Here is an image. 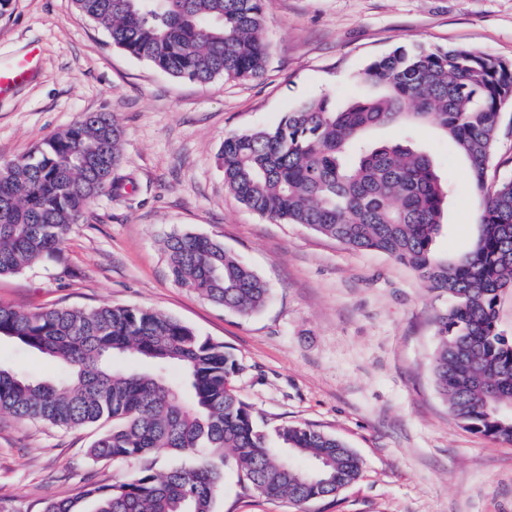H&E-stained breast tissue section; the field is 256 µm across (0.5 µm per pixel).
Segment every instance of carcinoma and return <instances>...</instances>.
Segmentation results:
<instances>
[{
    "instance_id": "carcinoma-1",
    "label": "carcinoma",
    "mask_w": 512,
    "mask_h": 512,
    "mask_svg": "<svg viewBox=\"0 0 512 512\" xmlns=\"http://www.w3.org/2000/svg\"><path fill=\"white\" fill-rule=\"evenodd\" d=\"M112 44L178 79L251 80L265 70L262 0H74ZM372 96L338 108L325 94L288 112L274 128L230 134L218 156L225 189L246 209L300 224L356 251H378L418 273L449 300L436 316L430 373L453 419L512 445V336L498 324L512 289V179L495 185L473 248L437 259L450 181L414 141L431 124L484 188L496 154L499 118L512 109V63L479 50L397 48L373 62ZM398 124L396 143L367 134ZM121 131L112 115L87 113L26 155L0 165V275L55 257L97 196L117 193ZM169 274L181 288L248 315L269 299L268 284L224 245L196 233L164 241ZM68 367L57 380L0 368V412L57 427L102 419L112 430L89 450L124 462L160 452L181 462L127 481L47 502L44 512H215L224 467L269 498L300 512L337 496L361 476V458L308 425L259 426L233 386L240 366L224 343L203 339L178 319L147 308L26 310L0 305V337ZM148 365L134 370L125 362ZM178 367L176 382L168 370Z\"/></svg>"
}]
</instances>
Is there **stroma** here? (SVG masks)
<instances>
[{
    "mask_svg": "<svg viewBox=\"0 0 512 512\" xmlns=\"http://www.w3.org/2000/svg\"><path fill=\"white\" fill-rule=\"evenodd\" d=\"M263 75L209 84L176 79L112 46L73 0H14L0 19V57L39 43L38 75L0 100V163L28 153L88 112L123 130L113 176L55 259L0 277V303L26 309L150 308L224 343L233 383L263 426L308 424L347 443L360 478L307 512H512V445L471 433L449 415L429 362L444 299L410 268L357 252L298 224L261 217L224 188L226 135L276 126L324 94L369 93L370 64L401 46L476 49L512 63V0H263ZM455 191L434 253L468 252L482 194L465 161L432 126L417 130ZM194 232L223 243L271 288L242 316L176 285L164 239ZM0 367L31 379L64 366L0 338ZM100 423L63 429L0 414V512H43L51 499L119 484L139 461L89 455ZM216 512H297L226 469Z\"/></svg>",
    "mask_w": 512,
    "mask_h": 512,
    "instance_id": "35a3bbf8",
    "label": "stroma"
}]
</instances>
